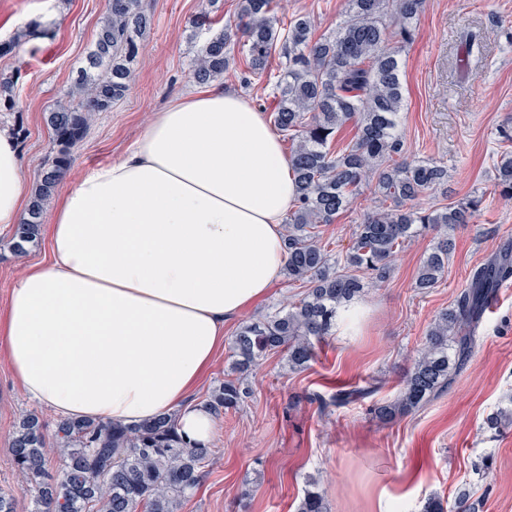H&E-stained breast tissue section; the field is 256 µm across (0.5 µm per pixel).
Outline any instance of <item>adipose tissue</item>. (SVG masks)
Returning <instances> with one entry per match:
<instances>
[{"label":"adipose tissue","instance_id":"1","mask_svg":"<svg viewBox=\"0 0 512 512\" xmlns=\"http://www.w3.org/2000/svg\"><path fill=\"white\" fill-rule=\"evenodd\" d=\"M33 192L0 125V228ZM296 184L279 135L251 101L196 88L152 113L120 159L51 201V258L28 265L0 310V353L20 390L66 419L134 426L175 414L209 443L212 411L192 394L224 324L264 299L286 263Z\"/></svg>","mask_w":512,"mask_h":512}]
</instances>
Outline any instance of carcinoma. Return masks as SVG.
<instances>
[{
	"label": "carcinoma",
	"instance_id": "carcinoma-1",
	"mask_svg": "<svg viewBox=\"0 0 512 512\" xmlns=\"http://www.w3.org/2000/svg\"><path fill=\"white\" fill-rule=\"evenodd\" d=\"M275 0H240L238 22L211 34L192 61L193 78L208 84L235 64L234 48L245 52L249 72L268 73L272 55L282 59L268 77L276 105L274 128L292 142L290 160L297 203L285 220L288 279L309 285L305 298L284 304L263 318L243 324L231 340V373L211 394L207 405L216 418L237 410L251 394L246 378L272 351L285 354L292 371L308 369L315 345L334 325L339 311L357 300L369 283L389 279L392 262L405 241L420 231L435 233L434 245L421 260L415 287H435L444 277L452 243L448 227L472 224L483 197L472 195L436 209L413 206L448 179L446 167L434 161L402 158L398 114L404 103L400 47L392 40L412 38L410 25L425 0H345L347 19L336 34L314 37L312 21L297 17L283 24ZM149 24L143 0H105L96 40L72 81L76 102L59 104L46 115L53 150L43 162L30 204L13 231V250L39 238L45 206L72 161L95 114L123 99L132 82L131 63ZM14 80L0 77V102L16 109ZM354 123L355 141L331 151L337 134ZM371 179L382 201H391L356 225L344 268L330 263L320 243V224H330L349 205L353 191ZM499 195L512 199V154L496 168ZM512 279V259L496 257L478 267L453 307L439 313L416 351L413 367L400 382L394 399L377 403L380 421L403 417L428 403L465 365L480 320L499 285ZM369 386L341 389L324 398L307 396L322 409L366 398ZM46 425L34 412L20 416L11 439L18 477L35 492L37 512H175L202 478L209 448L187 443L173 414L137 426L110 421L63 419L56 422L54 443L62 468L46 469L50 451ZM470 496L454 500L429 498L423 512H476ZM297 512H327L317 482L308 483Z\"/></svg>",
	"mask_w": 512,
	"mask_h": 512
}]
</instances>
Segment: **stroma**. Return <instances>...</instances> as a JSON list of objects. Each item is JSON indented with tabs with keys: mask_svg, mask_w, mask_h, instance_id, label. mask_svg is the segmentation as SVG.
Listing matches in <instances>:
<instances>
[{
	"mask_svg": "<svg viewBox=\"0 0 512 512\" xmlns=\"http://www.w3.org/2000/svg\"><path fill=\"white\" fill-rule=\"evenodd\" d=\"M39 0H0V43L27 36L0 56V74L18 75L19 109L0 112L16 133L28 175L38 180L53 147L45 114L68 102L73 71L95 40L105 0H58L57 18L37 31L29 19ZM151 26L133 63L126 97L99 113L73 153L69 180L121 157L153 112L194 89L191 63L203 39L193 21L203 0H144ZM343 0H279L277 15L314 22L315 36L343 22ZM404 106L399 114L402 154L448 169V185L430 191L423 207L440 208L483 194L475 223L450 230L453 250L443 279L419 291L414 280L433 238L424 233L400 251L390 278L370 286L349 326H334L300 373L272 354L248 376L252 390L240 409L217 422L211 455L198 489L177 512H296L308 480H316L329 512H422L434 495L455 498L469 488L479 512H512V280L486 309L470 357L438 397L390 423L372 414L394 398L435 316L453 306L475 268L512 255V199L493 190L495 168L512 152V0H426L412 41L401 51ZM263 113L273 106L264 81L236 62L221 81ZM378 204L374 184L361 185L333 223L319 225L331 257L345 254L352 233ZM45 241L25 257L0 231V306L26 265L45 262ZM380 381L372 398L320 410L306 400L340 387ZM37 413L47 428L56 415L29 400L0 357V488L16 512H35L32 490L14 470L9 443L19 417ZM505 420L490 426V418Z\"/></svg>",
	"mask_w": 512,
	"mask_h": 512,
	"instance_id": "stroma-1",
	"label": "stroma"
}]
</instances>
